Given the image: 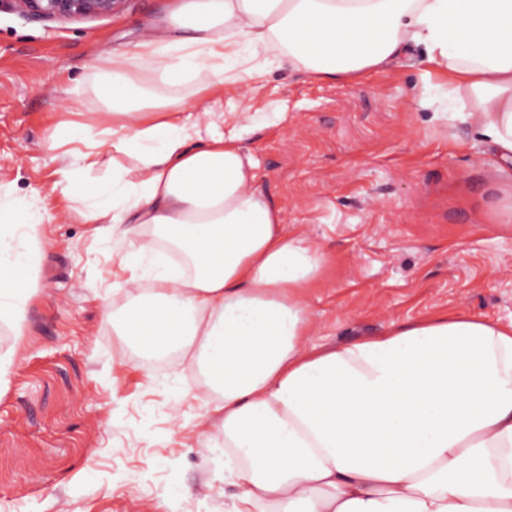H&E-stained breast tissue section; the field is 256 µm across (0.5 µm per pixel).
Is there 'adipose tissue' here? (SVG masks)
I'll return each instance as SVG.
<instances>
[{
    "instance_id": "1",
    "label": "adipose tissue",
    "mask_w": 512,
    "mask_h": 512,
    "mask_svg": "<svg viewBox=\"0 0 512 512\" xmlns=\"http://www.w3.org/2000/svg\"><path fill=\"white\" fill-rule=\"evenodd\" d=\"M279 67L333 82L420 53L473 101L454 116L512 164V0H171L101 69L112 106L45 149L62 193L109 170L75 216L127 279L114 335L190 358L224 444V512H512V324H392L320 349L305 301L324 257L289 230L246 141L284 116L224 109L229 79ZM191 76L190 94L156 82ZM48 243L35 201L0 203V316L22 328Z\"/></svg>"
}]
</instances>
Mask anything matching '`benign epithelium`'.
I'll list each match as a JSON object with an SVG mask.
<instances>
[{"label":"benign epithelium","mask_w":512,"mask_h":512,"mask_svg":"<svg viewBox=\"0 0 512 512\" xmlns=\"http://www.w3.org/2000/svg\"><path fill=\"white\" fill-rule=\"evenodd\" d=\"M124 0H0V9L48 22H75L110 17Z\"/></svg>","instance_id":"7a95c632"}]
</instances>
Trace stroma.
<instances>
[{
	"mask_svg": "<svg viewBox=\"0 0 512 512\" xmlns=\"http://www.w3.org/2000/svg\"><path fill=\"white\" fill-rule=\"evenodd\" d=\"M164 0L110 17L42 22L0 12V198L38 197L49 244L0 393V512H224V446L201 432L196 371L159 368L104 322L121 242L69 219L44 148L60 123L111 102L97 56L134 43ZM253 109L282 112L249 136L285 224L326 256L306 302L313 341L379 334L394 322L470 315L512 322V165L467 125L447 72L395 61L336 82L265 65ZM179 414L172 423L171 414Z\"/></svg>",
	"mask_w": 512,
	"mask_h": 512,
	"instance_id": "obj_1",
	"label": "stroma"
}]
</instances>
